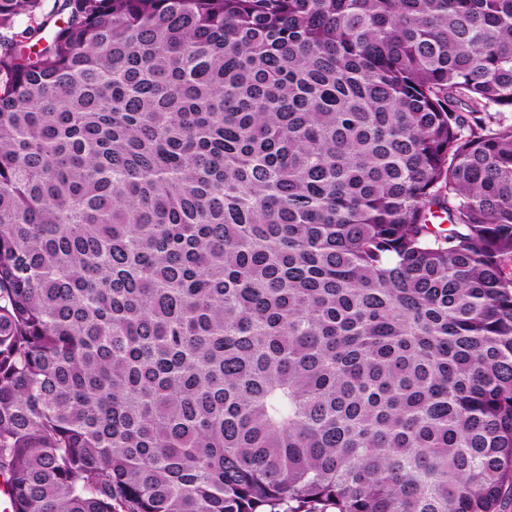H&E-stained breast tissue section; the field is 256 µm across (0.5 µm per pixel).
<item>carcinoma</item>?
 I'll return each instance as SVG.
<instances>
[{"label": "carcinoma", "instance_id": "1", "mask_svg": "<svg viewBox=\"0 0 512 512\" xmlns=\"http://www.w3.org/2000/svg\"><path fill=\"white\" fill-rule=\"evenodd\" d=\"M41 8L0 0L12 512H501L512 0Z\"/></svg>", "mask_w": 512, "mask_h": 512}]
</instances>
